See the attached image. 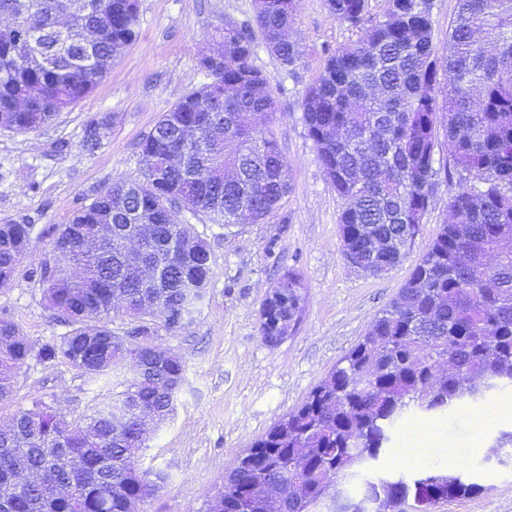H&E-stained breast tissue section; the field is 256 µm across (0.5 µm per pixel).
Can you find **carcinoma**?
I'll return each instance as SVG.
<instances>
[{
	"label": "carcinoma",
	"mask_w": 512,
	"mask_h": 512,
	"mask_svg": "<svg viewBox=\"0 0 512 512\" xmlns=\"http://www.w3.org/2000/svg\"><path fill=\"white\" fill-rule=\"evenodd\" d=\"M384 19L367 0H327L331 15L362 30L329 52L302 97V118L318 163L346 201L339 217L343 254L385 271L405 258L434 192L437 127L452 147L459 190L398 297L307 399L257 438L224 473L209 512H310L325 497L333 512H423L427 492L454 499L484 486L459 471L418 470L367 478L407 414L430 417L484 401L483 390L512 386V0H458L448 47L433 42L430 15L415 0H386ZM254 23L219 33L232 55L207 69L211 81L163 112L140 149L144 181H118L55 230L53 257L31 271L46 308L67 327L35 341L0 317V403L30 361L65 362L89 378L113 376L112 401L69 420L41 402L0 429V512H130L166 482L142 467L143 425L156 430L174 413L185 375L181 357L155 341L170 311L191 316L213 276L207 242L178 219L202 212L234 226L241 207L266 217L288 197L289 165L272 129L254 113L276 111L267 78L251 62L260 39L285 67L301 58L286 37L296 0H254ZM0 126L30 133L77 104L138 38L136 0H0ZM89 32L91 49L54 38L46 61L21 62L18 38L41 31ZM107 121L85 130L100 144ZM111 234L92 242L98 225ZM162 259L164 287L129 262L128 241ZM31 243L30 225L0 224V287ZM262 303L261 338L289 334L302 312L294 273ZM133 322L124 334L111 315ZM135 368L121 373L126 360ZM125 419L118 421L115 414ZM488 454L512 460V429ZM24 472L37 475L14 492ZM360 481L361 500L327 479Z\"/></svg>",
	"instance_id": "cac0c4a2"
}]
</instances>
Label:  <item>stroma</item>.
I'll list each match as a JSON object with an SVG mask.
<instances>
[{"instance_id": "35a3bbf8", "label": "stroma", "mask_w": 512, "mask_h": 512, "mask_svg": "<svg viewBox=\"0 0 512 512\" xmlns=\"http://www.w3.org/2000/svg\"><path fill=\"white\" fill-rule=\"evenodd\" d=\"M137 16L138 39L89 97L38 131L0 127V223L31 225L34 242L11 283L0 288V317L34 339L63 331L30 277L51 255L54 227L114 182L142 180L144 135L179 97L207 83L198 63L202 52L225 25L252 21L254 0H137ZM360 35L331 16L326 0H297L290 30L302 49L296 66L283 67L264 45L255 47L252 63L276 97L273 129L290 165L291 192L266 219L228 230L201 215H179L206 238L214 277L192 318L158 336L183 359L185 380L173 418L149 435L143 452L144 465L164 470L168 479L139 512H207L225 470L300 406L366 334L448 217L457 182L441 177L402 265L373 276L353 269L342 252L344 202L317 161L301 100L329 51ZM101 118L109 127L98 149L86 152L85 129ZM288 270L303 279L304 309L291 335L271 346L257 334L259 309ZM111 397V379L91 380L66 363L32 362L19 371L13 398L0 404V426L35 400L74 419ZM509 426L510 387L476 407L428 419L409 416L376 468L393 470L426 433L432 444L425 467L444 470L449 460H459L484 487L477 495L439 501L431 512H512V471L483 461L490 438Z\"/></svg>"}]
</instances>
